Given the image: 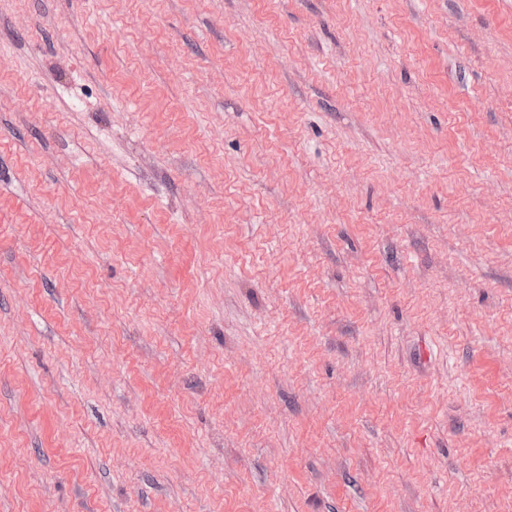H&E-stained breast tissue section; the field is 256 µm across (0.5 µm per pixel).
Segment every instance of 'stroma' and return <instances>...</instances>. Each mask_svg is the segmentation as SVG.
<instances>
[{
	"instance_id": "obj_1",
	"label": "stroma",
	"mask_w": 512,
	"mask_h": 512,
	"mask_svg": "<svg viewBox=\"0 0 512 512\" xmlns=\"http://www.w3.org/2000/svg\"><path fill=\"white\" fill-rule=\"evenodd\" d=\"M511 212L512 0H0V512H512Z\"/></svg>"
}]
</instances>
